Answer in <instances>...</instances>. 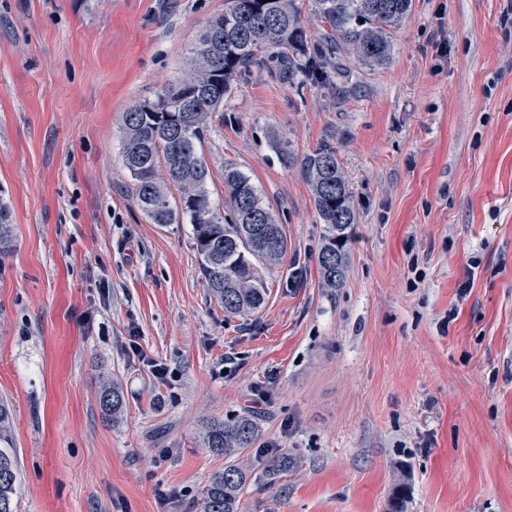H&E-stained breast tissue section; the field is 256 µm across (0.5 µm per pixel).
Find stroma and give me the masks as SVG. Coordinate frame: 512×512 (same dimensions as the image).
Masks as SVG:
<instances>
[{
    "label": "stroma",
    "mask_w": 512,
    "mask_h": 512,
    "mask_svg": "<svg viewBox=\"0 0 512 512\" xmlns=\"http://www.w3.org/2000/svg\"><path fill=\"white\" fill-rule=\"evenodd\" d=\"M224 0H0V399L17 512H202L248 415L242 512H512V0H413L389 64L296 90L251 65L202 151L288 241L256 315L210 295L192 226L150 223L126 112L175 79ZM335 151L356 213L341 287L301 158ZM165 366L154 377L152 363ZM125 408L106 421L104 380ZM294 468L263 477L266 459ZM256 437V425L248 416L207 423L202 432L206 448L217 455L234 460L239 459L244 451L251 448Z\"/></svg>",
    "instance_id": "obj_1"
}]
</instances>
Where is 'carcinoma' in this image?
Wrapping results in <instances>:
<instances>
[{
  "instance_id": "1",
  "label": "carcinoma",
  "mask_w": 512,
  "mask_h": 512,
  "mask_svg": "<svg viewBox=\"0 0 512 512\" xmlns=\"http://www.w3.org/2000/svg\"><path fill=\"white\" fill-rule=\"evenodd\" d=\"M313 2L327 31L310 48L295 0H224V12L207 20L192 46L187 71L124 117L122 157L138 208L153 224H174L181 215L189 218L206 286L227 315L247 317L264 305L268 289L261 269L280 265L287 239L256 187L235 167L224 168V193L233 218H224L212 204L209 169L197 150L211 115L224 106L237 75L261 54L274 63L275 78L290 86L333 81L334 73L342 71L336 62L342 48L367 66L384 67L394 31L413 6V0ZM300 166L324 224L318 256L322 283L338 288L345 279L347 245L357 221L347 183L331 149L303 156ZM123 402L118 384L102 387L105 416H118ZM256 437V425L248 416L205 425L206 447L234 463L211 476L203 512H239L251 474L235 459ZM292 465L281 454L270 457L264 470L271 478ZM18 476L16 451L0 448V512H16Z\"/></svg>"
}]
</instances>
